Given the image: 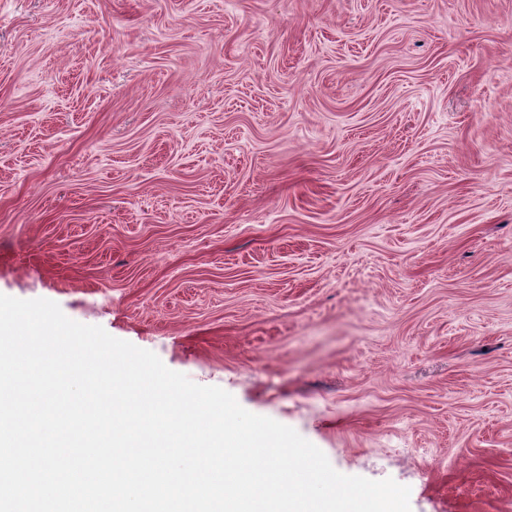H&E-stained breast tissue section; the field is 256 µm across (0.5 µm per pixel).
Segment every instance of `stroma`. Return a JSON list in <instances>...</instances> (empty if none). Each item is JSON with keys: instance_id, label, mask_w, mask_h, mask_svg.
<instances>
[{"instance_id": "35a3bbf8", "label": "stroma", "mask_w": 512, "mask_h": 512, "mask_svg": "<svg viewBox=\"0 0 512 512\" xmlns=\"http://www.w3.org/2000/svg\"><path fill=\"white\" fill-rule=\"evenodd\" d=\"M0 294L512 512V0H0Z\"/></svg>"}]
</instances>
